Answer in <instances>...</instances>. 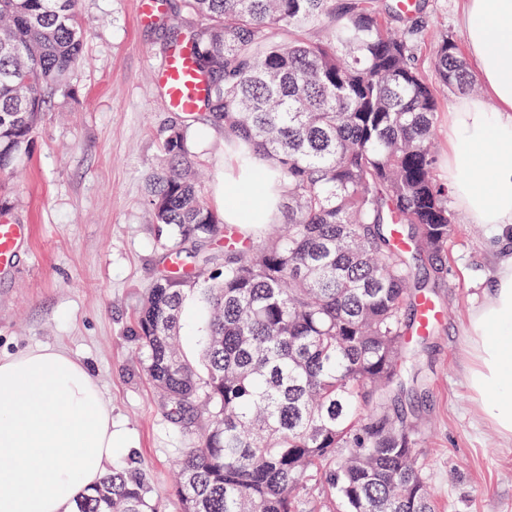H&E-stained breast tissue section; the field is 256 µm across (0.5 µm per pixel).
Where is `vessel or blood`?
I'll use <instances>...</instances> for the list:
<instances>
[{
	"instance_id": "b4317fda",
	"label": "vessel or blood",
	"mask_w": 512,
	"mask_h": 512,
	"mask_svg": "<svg viewBox=\"0 0 512 512\" xmlns=\"http://www.w3.org/2000/svg\"><path fill=\"white\" fill-rule=\"evenodd\" d=\"M154 77L163 86L167 104L174 112L195 111L206 93L205 83L196 67L194 48L188 43L173 49L155 70ZM28 236L27 225L0 222V272L12 268L18 250Z\"/></svg>"
}]
</instances>
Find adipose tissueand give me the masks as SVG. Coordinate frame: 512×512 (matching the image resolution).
<instances>
[{
	"mask_svg": "<svg viewBox=\"0 0 512 512\" xmlns=\"http://www.w3.org/2000/svg\"><path fill=\"white\" fill-rule=\"evenodd\" d=\"M464 28L498 108L466 97L449 113L448 184L471 223L512 238V0H466ZM265 196L256 176L226 180L225 223H267ZM468 336L469 387L485 419L512 439V255L497 263ZM126 445L84 363L51 347L0 356V512H72L78 492L98 485Z\"/></svg>",
	"mask_w": 512,
	"mask_h": 512,
	"instance_id": "ef3b65f1",
	"label": "adipose tissue"
}]
</instances>
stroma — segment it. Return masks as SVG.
Returning a JSON list of instances; mask_svg holds the SVG:
<instances>
[{
	"mask_svg": "<svg viewBox=\"0 0 512 512\" xmlns=\"http://www.w3.org/2000/svg\"><path fill=\"white\" fill-rule=\"evenodd\" d=\"M181 0H165V18L139 17L138 0H80L89 28L86 52L66 89L48 104L18 171L0 177L11 219L28 225L13 271L0 275V356L59 346L93 373L112 407V426L129 441L113 467L137 472L162 512H179L172 463L190 435L166 415L148 380L133 333L146 288L161 273L158 228L144 203L164 129L180 120L152 72L176 35L170 17ZM465 0H423L426 27L416 56L432 74V42L452 37L466 53ZM203 193L224 210V180L235 171L221 128L190 123ZM448 211V278L430 290L442 311L430 336L409 344L406 369L424 382L407 399L425 428L421 452L437 512H512V442L483 420L467 386L473 364L466 335L497 261L512 251L487 226Z\"/></svg>",
	"mask_w": 512,
	"mask_h": 512,
	"instance_id": "obj_1",
	"label": "stroma"
}]
</instances>
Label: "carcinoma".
Here are the masks:
<instances>
[{"label":"carcinoma","instance_id":"carcinoma-1","mask_svg":"<svg viewBox=\"0 0 512 512\" xmlns=\"http://www.w3.org/2000/svg\"><path fill=\"white\" fill-rule=\"evenodd\" d=\"M78 4L0 0V175L82 58ZM420 11L385 0H182L173 17L206 83L198 107L236 165L266 161L287 200L263 242L229 243L222 262L185 251L227 227L201 194L186 127L164 131L146 206L170 265L134 333L170 420L200 426L175 460L180 512H434L401 409L403 341L415 326L406 310L448 277L437 86L476 83L446 35L434 47L438 84L422 74ZM391 16L407 25L392 28ZM315 26L325 35L304 37ZM188 300L205 314L196 363L182 348ZM74 512L157 508L137 473L114 469Z\"/></svg>","mask_w":512,"mask_h":512}]
</instances>
